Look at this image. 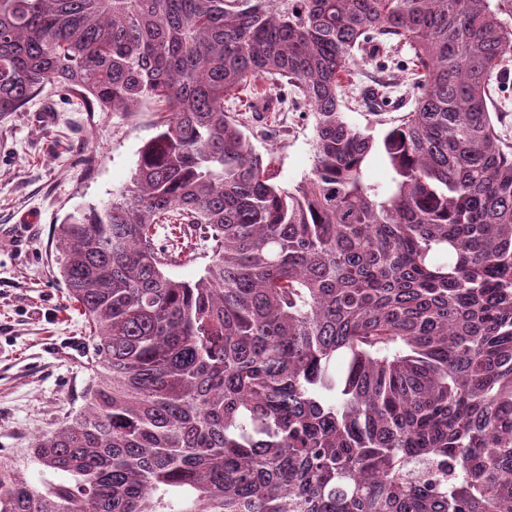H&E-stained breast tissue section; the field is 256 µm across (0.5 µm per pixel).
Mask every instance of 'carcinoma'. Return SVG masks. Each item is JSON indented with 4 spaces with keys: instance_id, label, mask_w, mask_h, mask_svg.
I'll use <instances>...</instances> for the list:
<instances>
[{
    "instance_id": "carcinoma-1",
    "label": "carcinoma",
    "mask_w": 512,
    "mask_h": 512,
    "mask_svg": "<svg viewBox=\"0 0 512 512\" xmlns=\"http://www.w3.org/2000/svg\"><path fill=\"white\" fill-rule=\"evenodd\" d=\"M405 46L413 108L376 138L342 89ZM511 62L493 0H0V114L47 83L159 114L130 185L57 227L105 375L32 438L52 478L0 457V512H512ZM264 78L315 117L291 190L226 106ZM162 219L211 242L196 281ZM494 102L496 107L495 109L490 107L491 112H502L500 113L501 119L496 123L497 129L506 142L512 146V63L509 76L494 94ZM391 169L386 159L379 153L372 154L367 161L366 177L371 182L387 184L391 179Z\"/></svg>"
}]
</instances>
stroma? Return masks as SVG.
I'll return each mask as SVG.
<instances>
[{
  "label": "stroma",
  "instance_id": "stroma-1",
  "mask_svg": "<svg viewBox=\"0 0 512 512\" xmlns=\"http://www.w3.org/2000/svg\"><path fill=\"white\" fill-rule=\"evenodd\" d=\"M379 58L355 56L354 83L343 107L348 121L373 135L384 126L362 107V86L380 74ZM260 97L242 94L251 141L270 162L276 183L297 186L313 169L315 119L305 101L275 118L277 87L260 82ZM157 116L87 112L63 103L53 85L19 111L0 117V455L14 458L33 484L40 465L23 450L83 405L91 372L89 328L57 262L58 224L102 208L130 184L138 152L157 133Z\"/></svg>",
  "mask_w": 512,
  "mask_h": 512
}]
</instances>
